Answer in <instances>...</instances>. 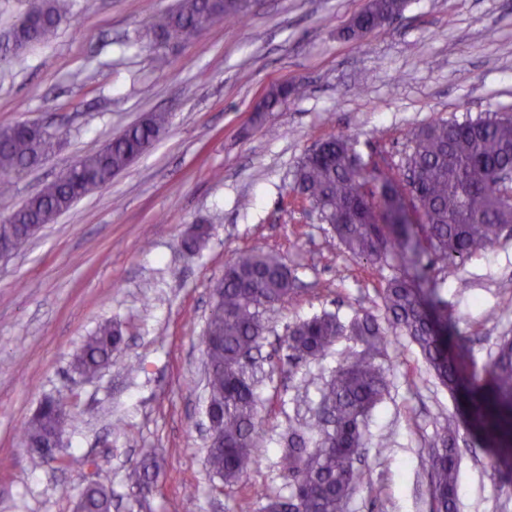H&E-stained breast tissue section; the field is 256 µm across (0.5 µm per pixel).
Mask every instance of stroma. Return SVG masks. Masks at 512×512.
I'll use <instances>...</instances> for the list:
<instances>
[{
  "mask_svg": "<svg viewBox=\"0 0 512 512\" xmlns=\"http://www.w3.org/2000/svg\"><path fill=\"white\" fill-rule=\"evenodd\" d=\"M73 0L55 39L0 58V126L56 132L53 150L0 195L6 218L78 158L138 122L168 113L156 145L106 186L80 199L25 248L0 259V512H76L79 491L100 483L112 512H237L254 498L287 496L281 456L290 431H306L322 389L356 344L293 363L288 327L322 313L384 319L378 291L400 273L348 253L294 189L304 154L333 135L370 163V191L398 174L408 134L438 120L512 114V0H408L364 39L344 29L366 0H249L239 22L198 40L153 46V25L176 0ZM305 91L260 111L275 84ZM210 225L196 254L182 240ZM280 256L296 277L265 314L257 358L263 439L241 481L225 487L207 463L208 391L201 336L213 287L237 254ZM427 280L472 340L469 368L485 374L512 336V236L458 262L443 280L430 254ZM466 290H459V282ZM124 342L94 377L73 360L100 325ZM383 360L388 391L370 414L347 512H430V441L457 404L418 348L393 331ZM74 417L55 461L22 444L43 400ZM458 512H512V479L461 433ZM160 460L153 491L132 494L141 451Z\"/></svg>",
  "mask_w": 512,
  "mask_h": 512,
  "instance_id": "stroma-1",
  "label": "stroma"
}]
</instances>
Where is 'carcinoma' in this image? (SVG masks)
<instances>
[{"label": "carcinoma", "instance_id": "cac0c4a2", "mask_svg": "<svg viewBox=\"0 0 512 512\" xmlns=\"http://www.w3.org/2000/svg\"><path fill=\"white\" fill-rule=\"evenodd\" d=\"M406 0H367L345 29L344 37L361 40L400 15ZM72 9V0H32L12 38L21 49L12 52L17 65L31 46L51 42L58 25ZM247 0H178L177 6L154 25L156 40L192 41L221 20L241 17ZM303 85H275L267 93L263 111L270 112ZM168 125L165 112H153L112 139L111 145L76 161L75 181L64 177L29 197L11 217L0 221V247L11 252L30 241V225L51 224L81 197L112 182L116 173L145 154ZM53 136L24 123L0 127V194L12 188L11 175L53 148ZM321 156L304 155L294 173L296 191L318 209L352 255L402 267L415 265L429 252L447 275L456 260L492 247L512 227V205L496 185L497 172L512 165V116L488 114L462 122L436 121L418 128L409 138L404 168L415 172L413 204L421 223L410 224L394 177L385 180L382 199L365 197L367 164L347 136L320 143ZM207 224L195 226L182 241L190 255L209 236ZM296 278L275 254L261 250L241 253L224 265L221 288L202 336L205 346L207 390L215 435L224 447L210 448V467L227 486L237 484L253 463L262 431L258 424L253 380L243 372L244 359L259 346L265 311L294 292ZM382 309L392 327L404 332L419 348L429 369L449 389L462 386L464 420H448L433 436L430 494L433 512H457L460 466V425L493 451L492 465L512 467V338L501 340L486 375L467 372L470 339L456 328L448 312L441 283L422 286L417 277L394 276L379 292ZM343 336H351L362 350L339 364L326 384L322 401L330 412L308 432L288 435L281 466L288 479V501L268 498L265 512L290 506L295 512H346L355 483L361 478L356 463L364 445L366 421L383 400L387 381L381 359L386 356V331L371 314L347 322L324 313L289 327V357L322 356ZM122 342L119 327L104 324L76 355L74 368L91 376L104 368ZM73 417L48 402L23 429L29 450L39 454L49 437H63ZM157 457L147 450L133 468L130 482L137 492L151 487ZM112 491L103 485L84 488L77 512H111Z\"/></svg>", "mask_w": 512, "mask_h": 512}]
</instances>
